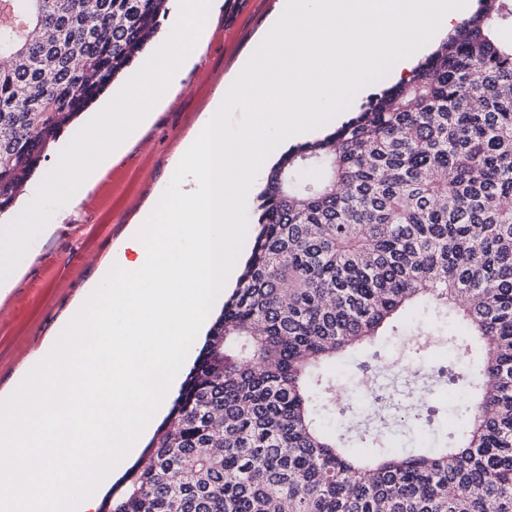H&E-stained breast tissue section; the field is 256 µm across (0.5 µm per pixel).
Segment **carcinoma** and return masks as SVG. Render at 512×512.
<instances>
[{"label": "carcinoma", "mask_w": 512, "mask_h": 512, "mask_svg": "<svg viewBox=\"0 0 512 512\" xmlns=\"http://www.w3.org/2000/svg\"><path fill=\"white\" fill-rule=\"evenodd\" d=\"M169 0H14L0 25V214L46 149L145 51ZM237 288L109 512H512V0H478L348 121L258 192ZM448 337L461 437L355 455L327 432L339 357ZM428 366L411 344L399 372Z\"/></svg>", "instance_id": "obj_1"}]
</instances>
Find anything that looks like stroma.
Wrapping results in <instances>:
<instances>
[{
    "label": "stroma",
    "instance_id": "1",
    "mask_svg": "<svg viewBox=\"0 0 512 512\" xmlns=\"http://www.w3.org/2000/svg\"><path fill=\"white\" fill-rule=\"evenodd\" d=\"M285 0H222L208 23L200 60L186 73L180 91L160 106L128 152L101 183L60 219L50 235L34 241L11 290L0 296V399L51 348L59 329L82 298L99 265L119 248L144 210L165 193L186 142L209 110L216 87L236 76ZM425 430L388 421L386 434L399 448L443 446L459 426L454 406L437 399Z\"/></svg>",
    "mask_w": 512,
    "mask_h": 512
}]
</instances>
